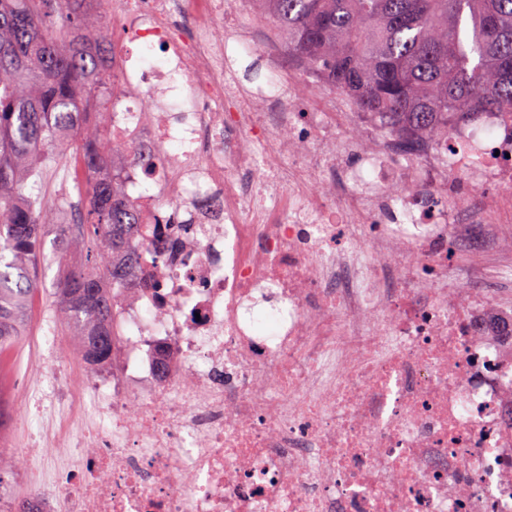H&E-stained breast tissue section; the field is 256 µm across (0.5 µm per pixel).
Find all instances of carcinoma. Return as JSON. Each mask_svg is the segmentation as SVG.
Wrapping results in <instances>:
<instances>
[{
    "mask_svg": "<svg viewBox=\"0 0 512 512\" xmlns=\"http://www.w3.org/2000/svg\"><path fill=\"white\" fill-rule=\"evenodd\" d=\"M0 0V352L21 339L43 299L37 277L44 225L55 249L78 253L52 292L66 335L85 359H112L115 286L139 264L126 249L143 214L120 199L103 168L110 123L95 112L112 91L105 27L85 24L73 0ZM284 40L288 60L382 119L412 150L423 132L447 133L486 112L512 111V0H254ZM65 168L85 198L75 224L27 195L31 179Z\"/></svg>",
    "mask_w": 512,
    "mask_h": 512,
    "instance_id": "obj_1",
    "label": "carcinoma"
}]
</instances>
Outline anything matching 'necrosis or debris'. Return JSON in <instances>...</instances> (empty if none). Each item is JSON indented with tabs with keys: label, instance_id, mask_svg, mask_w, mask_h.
<instances>
[{
	"label": "necrosis or debris",
	"instance_id": "1",
	"mask_svg": "<svg viewBox=\"0 0 512 512\" xmlns=\"http://www.w3.org/2000/svg\"><path fill=\"white\" fill-rule=\"evenodd\" d=\"M111 7L112 136L158 153L165 207L112 168L182 228L130 240L112 360L67 414L6 378L40 429L0 512H512V290L482 288L512 279V113L406 154L345 99L292 112L284 84L321 90L303 61L243 97L224 59L252 0Z\"/></svg>",
	"mask_w": 512,
	"mask_h": 512
}]
</instances>
